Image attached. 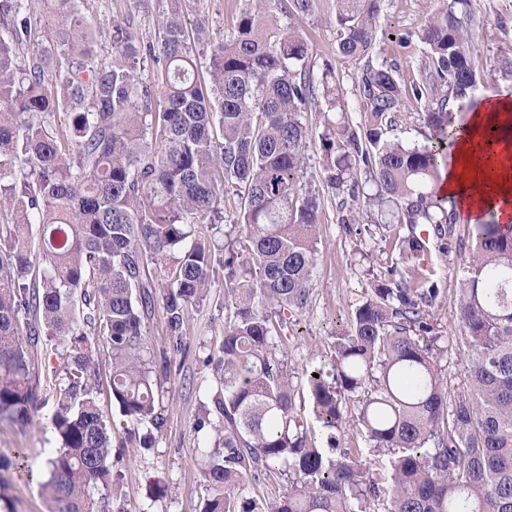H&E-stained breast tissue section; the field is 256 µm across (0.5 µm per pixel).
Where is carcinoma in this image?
I'll list each match as a JSON object with an SVG mask.
<instances>
[{
	"label": "carcinoma",
	"instance_id": "cac0c4a2",
	"mask_svg": "<svg viewBox=\"0 0 512 512\" xmlns=\"http://www.w3.org/2000/svg\"><path fill=\"white\" fill-rule=\"evenodd\" d=\"M43 2L61 19L66 52L43 50L22 64L15 47L31 36V0H0V196L12 204L10 222L0 224V424L29 423L41 386L35 355L64 346L63 381L46 380L60 439L46 460L51 512H112L119 429H145L143 448L162 431L160 375L184 349L189 308L212 271L203 243L173 265L166 257L192 225L220 222L229 195L247 247L224 259L234 320L215 363L220 389L196 422L212 433L200 452L203 512H379L386 501V512H512V224L487 212L466 250L454 199L439 192L459 129L449 102L482 84L467 0H444L422 27L434 71L409 89L426 102L423 144L334 122L321 138L333 162L330 187L356 196L350 161L362 163L375 188L368 200L387 223L407 226L403 262L414 264L435 243L465 252L457 276L466 386L448 399L446 350L430 311L438 281L416 266L391 268L336 336L330 370L307 373L324 444L297 411L293 375L276 356L277 330L308 303L319 229L320 198L300 182L309 139L302 113L315 94L313 79L298 71L305 38L262 10L246 11L211 48L207 84L174 8L160 45L148 48L161 72L156 101L136 77L141 50L122 26L113 27L112 62L101 63L78 0ZM379 2L338 0L337 51L367 59L359 96L392 123L407 88L395 67L372 63ZM50 70L58 73L53 86ZM333 82L328 68L319 84L331 112ZM61 108L70 117L66 138L52 123ZM158 281L169 346L157 356L146 323ZM93 337L111 353L118 422L97 408ZM351 402L368 448L390 455L385 482L365 477L351 459L357 449L340 448ZM276 473L288 476L287 492L267 499L249 490Z\"/></svg>",
	"mask_w": 512,
	"mask_h": 512
}]
</instances>
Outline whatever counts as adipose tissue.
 <instances>
[{
  "label": "adipose tissue",
  "instance_id": "obj_1",
  "mask_svg": "<svg viewBox=\"0 0 512 512\" xmlns=\"http://www.w3.org/2000/svg\"><path fill=\"white\" fill-rule=\"evenodd\" d=\"M491 141L497 153H488ZM440 191L455 199L462 222L479 223L488 210L501 223L512 222V95H487L469 112Z\"/></svg>",
  "mask_w": 512,
  "mask_h": 512
}]
</instances>
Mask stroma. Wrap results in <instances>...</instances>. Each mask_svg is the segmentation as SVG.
<instances>
[{"mask_svg":"<svg viewBox=\"0 0 512 512\" xmlns=\"http://www.w3.org/2000/svg\"><path fill=\"white\" fill-rule=\"evenodd\" d=\"M441 6L440 0H381L378 35L372 58L397 65L402 84L411 85L428 71L430 63L421 41L425 21ZM178 8L189 40L201 60H208L211 42L233 32L242 12L264 9L280 24L291 25L306 39L309 51L306 67L313 77L325 69L336 73V85L347 106V118L356 127L366 129L377 119L357 96L364 64L340 56L336 49L338 0H312L304 14L285 13L282 0H82L83 22L96 36L95 50L100 59H111L112 27L121 25L131 32L136 43H157L158 32L171 8ZM474 15L471 34L477 46L473 64L487 71L488 78L475 93L512 91V80L490 74L499 58L512 56V0H470ZM326 99L316 95L302 115L312 136L305 150L301 181L321 199L319 236L308 305L291 317L278 353L296 376L313 366L330 365L334 358V340L376 279L383 277L399 261L396 239L398 227H377V210L362 204L352 228L342 218L353 206L349 195L336 194L327 185L332 165L320 144L324 127ZM233 199L224 201V221L197 224L191 228V241L210 247L214 273L209 290L200 303L189 309L184 336L185 349L174 355L172 365L161 379L162 406L166 424L152 448L129 447L117 468L121 473L114 496L115 512H200L206 491L199 468L198 448L205 432L195 427L203 403L217 388L211 357L217 356L224 326L234 316L224 285V253L227 247L242 248L245 233L236 223ZM458 257L432 250L421 260L420 269L435 274L442 293L433 308V316L442 333L441 343L449 349L448 393L463 389L464 375L456 349L461 337L458 320ZM54 406L46 395H39L31 413V422L23 428L0 425V458L15 460L6 471L11 512H50L52 503L43 492L44 461L58 438L52 425ZM343 447H362L356 462L364 474L374 478L388 475L389 458L364 448L363 433L357 423V408L349 406L343 431ZM165 485L162 497H155L154 483Z\"/></svg>","mask_w":512,"mask_h":512,"instance_id":"1","label":"stroma"}]
</instances>
